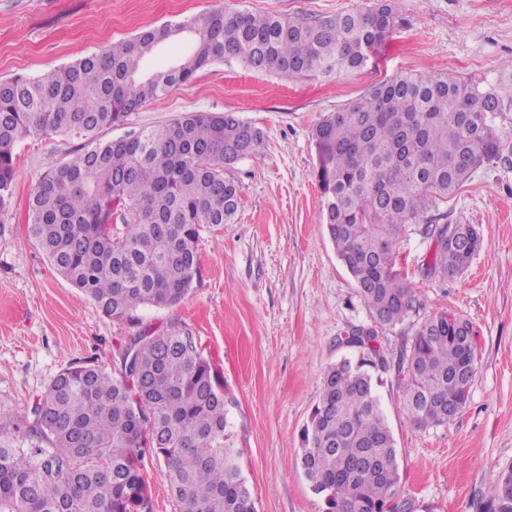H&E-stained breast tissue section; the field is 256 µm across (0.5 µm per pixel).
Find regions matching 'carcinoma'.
I'll return each instance as SVG.
<instances>
[{
	"label": "carcinoma",
	"instance_id": "cac0c4a2",
	"mask_svg": "<svg viewBox=\"0 0 512 512\" xmlns=\"http://www.w3.org/2000/svg\"><path fill=\"white\" fill-rule=\"evenodd\" d=\"M399 0L331 17L291 20L214 10L143 30L41 77L0 81V218L16 147L65 134L82 141L30 195L28 235L51 266L117 323L142 307H171L199 272L206 228L233 222L240 187L226 170L254 155L263 132L232 113L188 112L117 138L104 133L148 100L221 58L289 79L360 70L396 30ZM185 37L188 53L164 71L145 63ZM497 95L450 72H407L323 116L313 130L328 235L373 323L347 342L358 355L328 367L303 431L301 463L325 512H433L398 496L395 439L376 387L395 371L420 429L466 405L476 370L468 319H426L410 349L392 355L378 328L404 321L415 297L395 269L393 244L409 224L435 243L425 278L466 269L484 243L473 224L448 222V201L500 141L489 113ZM116 375L92 360L63 369L15 409L0 404V512H152L139 459L165 463L176 512H256L224 386L188 332L143 331L119 351ZM490 512H512V464Z\"/></svg>",
	"mask_w": 512,
	"mask_h": 512
}]
</instances>
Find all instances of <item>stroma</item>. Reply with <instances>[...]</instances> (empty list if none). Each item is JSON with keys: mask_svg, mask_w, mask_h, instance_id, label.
Masks as SVG:
<instances>
[{"mask_svg": "<svg viewBox=\"0 0 512 512\" xmlns=\"http://www.w3.org/2000/svg\"><path fill=\"white\" fill-rule=\"evenodd\" d=\"M367 0H0V80L38 77L103 52L142 29L221 9L314 19ZM512 0H401L400 22L367 67L329 80L256 73L226 58L199 70L112 128V138L186 112H233L261 128L258 152L230 170L241 188L234 223L204 230L200 274L168 308L140 309V326L104 317L30 240L25 214L41 176L80 145L63 134L16 150L0 225V403L24 405L69 363L92 359L118 373L119 350L140 329L190 332L215 365L256 512H323L301 466V433L326 369L351 356L339 338L371 323L336 256L321 211L312 132L319 119L401 73L451 71L493 90L501 154L477 168L448 203V219L479 225L485 244L469 267L427 279L434 245L409 226L394 245L416 302L380 330L391 353L411 344L428 317L472 325L476 371L465 407L425 430L407 417L395 373L378 389L398 451L402 496L434 512H487L501 468L512 463Z\"/></svg>", "mask_w": 512, "mask_h": 512, "instance_id": "1", "label": "stroma"}]
</instances>
